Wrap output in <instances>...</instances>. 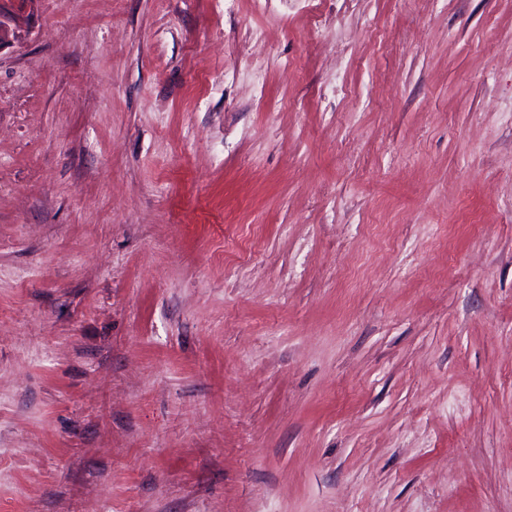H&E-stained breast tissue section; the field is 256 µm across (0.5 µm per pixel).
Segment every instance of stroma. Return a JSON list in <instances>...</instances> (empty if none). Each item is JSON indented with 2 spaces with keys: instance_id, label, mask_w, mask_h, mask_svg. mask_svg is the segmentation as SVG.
Wrapping results in <instances>:
<instances>
[{
  "instance_id": "obj_1",
  "label": "stroma",
  "mask_w": 512,
  "mask_h": 512,
  "mask_svg": "<svg viewBox=\"0 0 512 512\" xmlns=\"http://www.w3.org/2000/svg\"><path fill=\"white\" fill-rule=\"evenodd\" d=\"M0 512H512V0H0Z\"/></svg>"
}]
</instances>
